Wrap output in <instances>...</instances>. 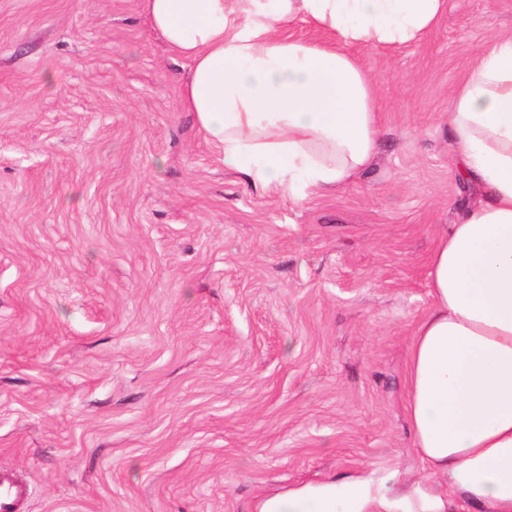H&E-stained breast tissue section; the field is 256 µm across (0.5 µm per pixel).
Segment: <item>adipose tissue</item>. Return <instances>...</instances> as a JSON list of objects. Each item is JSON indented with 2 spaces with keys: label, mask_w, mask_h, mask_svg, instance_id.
<instances>
[{
  "label": "adipose tissue",
  "mask_w": 512,
  "mask_h": 512,
  "mask_svg": "<svg viewBox=\"0 0 512 512\" xmlns=\"http://www.w3.org/2000/svg\"><path fill=\"white\" fill-rule=\"evenodd\" d=\"M150 27L191 64L185 104L225 167L293 198L335 189L378 150L373 85L352 48L421 38L446 0H145ZM303 21L325 42L296 38ZM479 199L431 255L430 305L409 348L408 416L438 494L423 512H512V36L476 56L448 114ZM259 512H336L283 493Z\"/></svg>",
  "instance_id": "obj_1"
}]
</instances>
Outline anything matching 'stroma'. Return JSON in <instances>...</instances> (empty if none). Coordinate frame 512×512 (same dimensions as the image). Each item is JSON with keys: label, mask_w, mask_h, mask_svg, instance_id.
<instances>
[{"label": "stroma", "mask_w": 512, "mask_h": 512, "mask_svg": "<svg viewBox=\"0 0 512 512\" xmlns=\"http://www.w3.org/2000/svg\"><path fill=\"white\" fill-rule=\"evenodd\" d=\"M144 0H0V471L26 512L430 493L408 417L429 259L480 194L448 114L512 0L358 57L370 166L295 201L224 166Z\"/></svg>", "instance_id": "35a3bbf8"}]
</instances>
